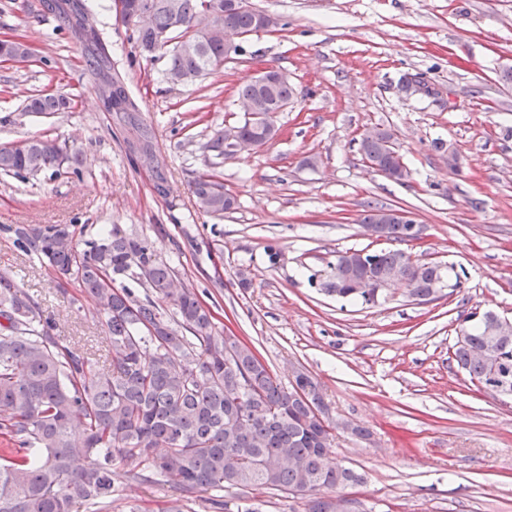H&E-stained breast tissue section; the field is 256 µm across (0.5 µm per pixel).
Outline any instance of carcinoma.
Here are the masks:
<instances>
[{
    "mask_svg": "<svg viewBox=\"0 0 512 512\" xmlns=\"http://www.w3.org/2000/svg\"><path fill=\"white\" fill-rule=\"evenodd\" d=\"M150 29L131 25L132 40L154 58L166 57L165 76L192 82L224 63V44L210 36L212 24L248 36L260 31L257 10L224 13V0H151ZM173 30L178 40L157 44L156 32ZM93 46L85 51L96 92L119 72L98 20L90 27ZM295 97L287 76L270 67L238 88L250 110L275 112ZM72 99L53 93L27 98L26 109L54 114ZM240 133L258 142L272 135L269 125ZM227 130L214 133L206 150L215 158ZM360 142L362 158L385 176L404 175L392 158L386 129L374 127ZM80 150L49 138H25L0 148V173L20 179L50 171L81 172ZM198 210L222 214L235 198L215 174L193 182ZM386 240L408 241L409 225L398 217L383 225ZM19 248L75 280L102 314L112 352L99 366L80 348L63 343L50 319L8 274L0 273V434L12 447L0 451V512H101L116 495L120 467L134 479L177 486L189 499L201 490L226 487L298 495L305 512H336L327 491L359 485L363 476L338 461L336 427L317 416L324 405L318 382L307 377L302 392L286 389L249 348H233L224 361V335L215 331L210 311L146 238L114 229L73 243L72 232L55 224L7 227ZM322 280L323 291L369 304L375 288L349 287L353 276L375 280L384 271L403 276L413 295L443 282L440 265L422 262L402 249L336 254ZM132 279L147 288L140 300L115 286ZM488 320L462 331L454 360L482 387L512 373V329L489 332Z\"/></svg>",
    "mask_w": 512,
    "mask_h": 512,
    "instance_id": "1",
    "label": "carcinoma"
}]
</instances>
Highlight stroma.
<instances>
[{
	"mask_svg": "<svg viewBox=\"0 0 512 512\" xmlns=\"http://www.w3.org/2000/svg\"><path fill=\"white\" fill-rule=\"evenodd\" d=\"M54 0H0V38L32 44L38 61L0 59V146L47 137L79 148L81 176L0 175V273L52 319L59 335L106 361L94 302L77 283L23 253L5 228L57 224L74 243L119 228L151 240L180 281L282 383L300 368L320 383L332 418L370 430L341 434L335 454L366 482L363 512H512V398L471 382L451 360L463 320L480 309L512 319V0H251L277 31L188 84L163 76L165 60H138L111 0H85L106 26L112 62L149 129L159 169L132 164L133 133L98 104L80 44ZM264 66L284 72L293 104L274 117L265 147L210 167L206 142L240 122L239 85ZM424 77L434 97H408L402 75ZM72 98L69 111L37 115L29 95ZM388 129L410 170L402 182L369 169L361 134ZM443 140L458 152L433 147ZM216 173L237 197L221 216L199 212L190 186ZM410 212L424 226L418 258L447 273L437 299L406 290L378 305L325 294L337 252L378 249L361 219L368 206ZM252 285H237L240 270ZM111 512H162L172 484L115 478ZM304 512L269 493L200 491L185 512Z\"/></svg>",
	"mask_w": 512,
	"mask_h": 512,
	"instance_id": "obj_1",
	"label": "stroma"
}]
</instances>
